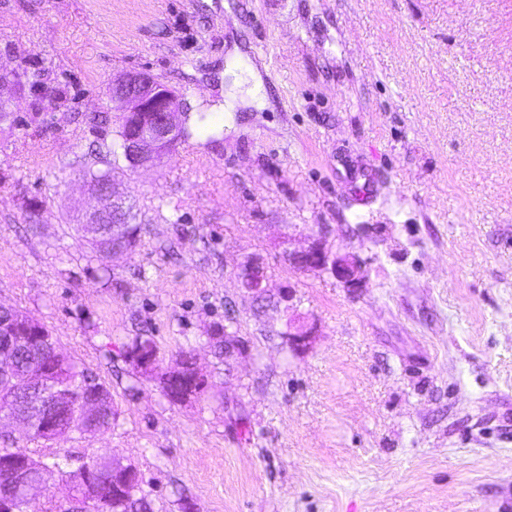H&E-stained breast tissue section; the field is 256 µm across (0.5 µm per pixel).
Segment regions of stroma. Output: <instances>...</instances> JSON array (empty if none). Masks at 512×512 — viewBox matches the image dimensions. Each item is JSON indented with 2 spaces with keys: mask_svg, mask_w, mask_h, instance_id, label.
<instances>
[{
  "mask_svg": "<svg viewBox=\"0 0 512 512\" xmlns=\"http://www.w3.org/2000/svg\"><path fill=\"white\" fill-rule=\"evenodd\" d=\"M1 68L0 304L117 410L16 447L120 457L154 512H512V0H0ZM133 71L205 115L135 172L108 152ZM107 168L141 231L103 258L75 226ZM318 237L361 288L289 266ZM221 327L246 356L214 355ZM139 336L154 371L127 358ZM181 348L209 388L174 404L158 376ZM239 281L241 288L253 303H262L269 296L266 271L258 259L248 258L242 262Z\"/></svg>",
  "mask_w": 512,
  "mask_h": 512,
  "instance_id": "35a3bbf8",
  "label": "stroma"
}]
</instances>
